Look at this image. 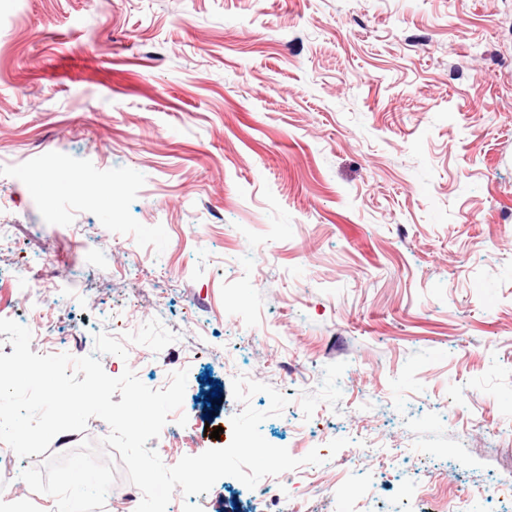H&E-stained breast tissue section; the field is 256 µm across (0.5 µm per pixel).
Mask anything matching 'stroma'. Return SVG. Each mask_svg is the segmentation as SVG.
Wrapping results in <instances>:
<instances>
[{"instance_id":"1","label":"stroma","mask_w":512,"mask_h":512,"mask_svg":"<svg viewBox=\"0 0 512 512\" xmlns=\"http://www.w3.org/2000/svg\"><path fill=\"white\" fill-rule=\"evenodd\" d=\"M0 195V277L58 273L0 286L32 351L186 371L166 466L230 443L239 375L323 459L166 512H512V0H0ZM109 432L0 465V512Z\"/></svg>"}]
</instances>
